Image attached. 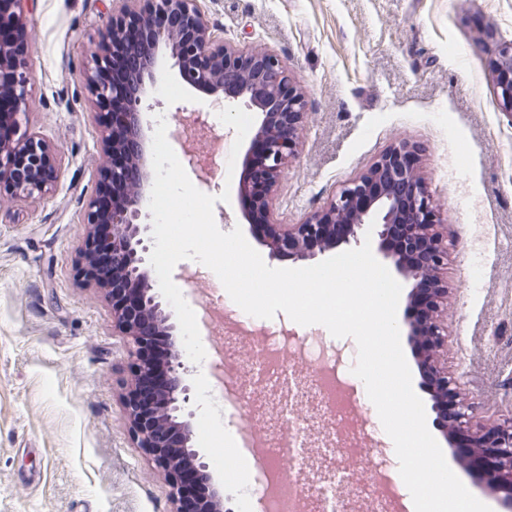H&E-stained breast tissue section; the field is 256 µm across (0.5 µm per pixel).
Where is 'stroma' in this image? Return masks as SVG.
<instances>
[{"label": "stroma", "instance_id": "stroma-1", "mask_svg": "<svg viewBox=\"0 0 512 512\" xmlns=\"http://www.w3.org/2000/svg\"><path fill=\"white\" fill-rule=\"evenodd\" d=\"M225 43L278 55L306 100L298 147L273 197L278 224L301 223L398 143L414 146L450 231L444 363L485 424L512 417V115L492 77L512 42V0H201ZM111 0H35L28 13L34 75L28 127L55 147L59 179L37 204L0 201V512H171L164 475L135 448L121 402L129 373L112 306L79 273L84 202L104 159L85 85ZM157 96L172 124L201 113L211 137L233 128L209 96L178 76L161 48ZM193 185L215 196L219 229L242 224L225 176ZM190 447L211 462L238 507L245 476L203 410L215 387L190 364ZM445 459L492 512L501 495L479 469Z\"/></svg>", "mask_w": 512, "mask_h": 512}]
</instances>
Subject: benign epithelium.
I'll list each match as a JSON object with an SVG mask.
<instances>
[{
	"label": "benign epithelium",
	"instance_id": "benign-epithelium-1",
	"mask_svg": "<svg viewBox=\"0 0 512 512\" xmlns=\"http://www.w3.org/2000/svg\"><path fill=\"white\" fill-rule=\"evenodd\" d=\"M0 0V200L36 202L47 198L59 177L54 147L29 131L27 116L33 77L27 61L29 33L22 3ZM176 20L169 31L152 26L156 15ZM171 46L180 78L197 90L224 95V106L243 105L257 112L249 145L242 157L240 195L249 197L247 223L273 225L272 193L299 144L305 100L288 67L275 54L237 48L217 36L200 0H112V15L99 35L87 68L86 89L98 109L101 139L107 156L98 191L85 204L87 235L81 271L94 259L98 226L109 224L106 243L112 266L96 285L112 301L116 328L128 343L134 380L122 383V404L135 447L160 468L171 488L174 512H185L192 490L172 465L177 445L162 433L160 412L173 420L181 437L193 433L194 412L188 408V367L179 356L165 366L167 384L152 393V404L139 400L137 387L154 372L140 357L142 339L165 316L166 302L155 289L135 288L145 280L152 240L147 236L149 155L143 125L145 101L157 83L160 45ZM493 83L504 111L512 115V42L499 46ZM201 149L185 155L202 171L210 141L196 133ZM373 225L371 249L392 264L410 288L401 325L410 337L420 373V387L433 400L435 425L452 445H471L481 459L492 490L505 494L512 507V418L495 426L483 424L477 407L461 398L441 363L447 340L438 324L439 302L448 289L439 287L438 271L448 257V226L440 223L422 177L413 146L404 142L381 155L358 178L332 194L321 209L299 224H279L260 240L274 260L316 259L365 240L364 225ZM409 243L428 249L415 257L400 247L398 232ZM186 468L213 487L209 463L196 448L186 449Z\"/></svg>",
	"mask_w": 512,
	"mask_h": 512
}]
</instances>
